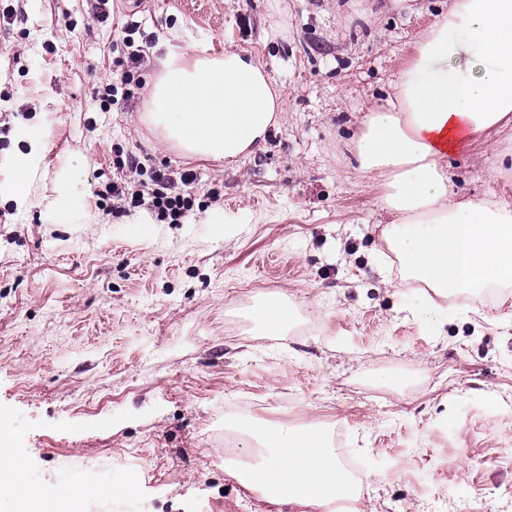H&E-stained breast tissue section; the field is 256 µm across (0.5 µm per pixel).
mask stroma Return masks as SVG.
Wrapping results in <instances>:
<instances>
[{"instance_id":"1","label":"stroma","mask_w":512,"mask_h":512,"mask_svg":"<svg viewBox=\"0 0 512 512\" xmlns=\"http://www.w3.org/2000/svg\"><path fill=\"white\" fill-rule=\"evenodd\" d=\"M95 6L0 0V439L27 484L90 488L88 512H278L224 467L246 403L261 429L342 422L377 512H512V287L445 302L400 264L382 274V189L342 154L448 0ZM131 21L141 81L172 47L245 49L282 87L285 122L234 168L161 149L138 119L147 89L122 111L101 102ZM36 122L38 145L23 137ZM511 141L449 155L457 190L512 198L493 169ZM130 153L195 174L185 223L104 215ZM21 164L35 178L17 199ZM62 207L71 223H53ZM272 295L315 331L261 328L252 309Z\"/></svg>"}]
</instances>
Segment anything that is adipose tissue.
Returning <instances> with one entry per match:
<instances>
[{
	"label": "adipose tissue",
	"mask_w": 512,
	"mask_h": 512,
	"mask_svg": "<svg viewBox=\"0 0 512 512\" xmlns=\"http://www.w3.org/2000/svg\"><path fill=\"white\" fill-rule=\"evenodd\" d=\"M285 117L283 90L248 51H172L153 75L140 114L158 142L189 158L232 165L265 143ZM512 121V0H451L419 35L384 103L368 112L346 148L383 189L391 216L382 238L435 295L512 283V201L468 199L448 178V156L477 134ZM260 466L227 472L280 506H323L350 492L324 436L283 427L259 449ZM0 443V495L19 512H77L89 491L20 488Z\"/></svg>",
	"instance_id": "obj_1"
}]
</instances>
